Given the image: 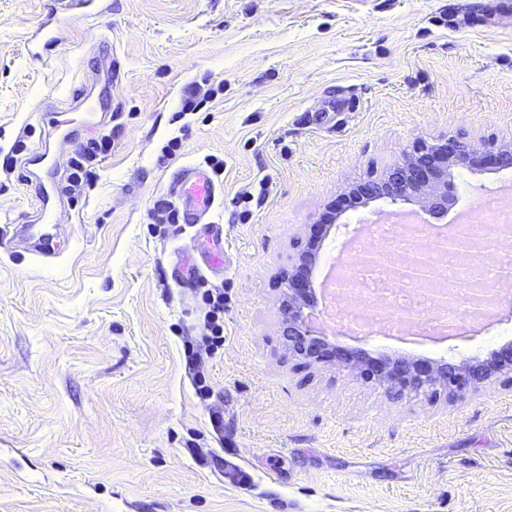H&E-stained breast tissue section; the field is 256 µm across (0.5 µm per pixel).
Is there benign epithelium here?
I'll return each instance as SVG.
<instances>
[{
    "label": "benign epithelium",
    "instance_id": "1",
    "mask_svg": "<svg viewBox=\"0 0 512 512\" xmlns=\"http://www.w3.org/2000/svg\"><path fill=\"white\" fill-rule=\"evenodd\" d=\"M484 167L512 169V145L481 150L456 137L439 139L407 154L384 178L361 185L359 204L375 200L413 204L436 217L448 213L454 198L451 171ZM315 258L301 253L283 282V336L288 358L310 362L334 361L336 365L367 378L397 396L428 395L445 390L463 398L495 376L512 373V362L497 354L477 364L409 361L399 358H361L335 349L323 336L313 334L307 309L313 304V289L301 283V274Z\"/></svg>",
    "mask_w": 512,
    "mask_h": 512
}]
</instances>
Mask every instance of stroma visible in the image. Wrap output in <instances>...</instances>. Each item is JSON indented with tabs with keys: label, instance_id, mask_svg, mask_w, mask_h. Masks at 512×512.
Returning a JSON list of instances; mask_svg holds the SVG:
<instances>
[{
	"label": "stroma",
	"instance_id": "1",
	"mask_svg": "<svg viewBox=\"0 0 512 512\" xmlns=\"http://www.w3.org/2000/svg\"><path fill=\"white\" fill-rule=\"evenodd\" d=\"M491 0H112L49 65L29 36L43 0H0V152L96 137L77 112L45 134L40 105L73 90L97 36L121 63L99 103L121 127L81 223L51 266L34 237L0 249V512H512V378L467 399H390L335 364L290 359L279 279L351 187L407 151L456 136L512 142V14ZM224 90L181 115L192 82ZM182 149L161 160L174 136ZM224 160V347L208 365L224 443L184 346L193 289L172 278L184 234L153 201L183 165ZM457 205L512 204V170L454 172ZM26 172L0 173V225L30 207ZM266 183L241 218L238 193ZM458 288L460 336L364 341L324 316L335 347L371 358L485 360L512 320L478 329ZM251 483H233L234 470Z\"/></svg>",
	"mask_w": 512,
	"mask_h": 512
}]
</instances>
